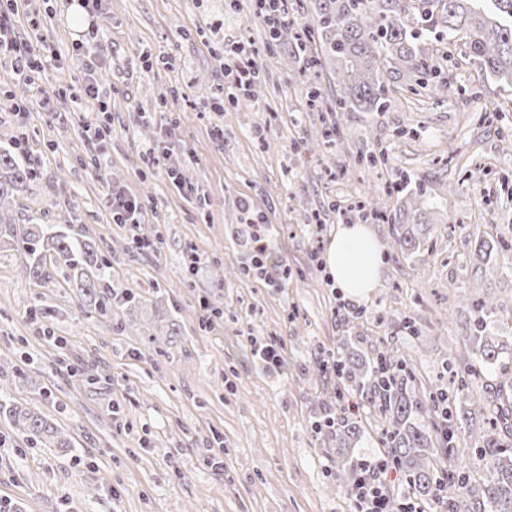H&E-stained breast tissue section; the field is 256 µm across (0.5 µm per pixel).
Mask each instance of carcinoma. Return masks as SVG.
I'll return each mask as SVG.
<instances>
[{
	"label": "carcinoma",
	"instance_id": "1",
	"mask_svg": "<svg viewBox=\"0 0 512 512\" xmlns=\"http://www.w3.org/2000/svg\"><path fill=\"white\" fill-rule=\"evenodd\" d=\"M320 52L298 46L306 56L309 111H322L321 82L309 79L323 63L331 65L339 85V108L381 112L387 107L386 77L395 72L431 95H440L448 82L437 81V66L422 53L426 33L463 42L468 57L486 75L512 86V0H313ZM32 171L9 150H0V205L23 190ZM430 225L420 219L394 217V243L403 253L425 245ZM512 251L501 238L477 240L473 276L480 279L490 253ZM16 253L24 275L34 281L50 279L64 270L67 283L81 300L80 318L112 314L118 306L136 307L140 296L112 282L110 264L99 244L89 236L71 235L54 224H14L0 217V250ZM478 313V334L469 337L476 362L449 358L445 371L453 386L424 390L400 353L389 350L362 353L356 345L325 352L319 371L330 372L368 405L387 416L383 438L386 456L397 466L421 500L439 496L448 512H512V375L504 361L507 344L487 330V320L501 315L512 319V307L490 299L472 301ZM499 368L506 379L495 392L473 384L488 368ZM0 412L29 440L47 448H69L71 440L38 407H25L0 391ZM320 432L336 442L341 458L337 488L349 491L358 477L354 447L357 422L326 410ZM474 443L473 460L459 461V437ZM442 454L448 469L438 471L433 457Z\"/></svg>",
	"mask_w": 512,
	"mask_h": 512
}]
</instances>
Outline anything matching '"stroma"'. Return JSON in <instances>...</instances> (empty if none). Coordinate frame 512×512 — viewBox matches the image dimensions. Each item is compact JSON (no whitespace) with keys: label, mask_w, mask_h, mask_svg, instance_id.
Masks as SVG:
<instances>
[{"label":"stroma","mask_w":512,"mask_h":512,"mask_svg":"<svg viewBox=\"0 0 512 512\" xmlns=\"http://www.w3.org/2000/svg\"><path fill=\"white\" fill-rule=\"evenodd\" d=\"M292 29L278 45L252 0H102L87 55L72 0H17V36L51 54L41 85L0 55V147L33 176L1 211L16 224L89 231L111 248L113 281L142 303L111 317L78 320L64 272L24 278L0 253V385L40 406L72 441L67 450L31 444L0 416V501L21 512H352L336 489L341 460L316 437L323 405L354 407L357 456H379L388 422L317 369L319 350L349 339L364 351L411 354L416 377L434 385L475 327L471 298L512 300V251H498L474 285L476 238L512 237V91L484 78L461 44L424 37L449 89L428 97L387 79L383 112H338L326 86V117L305 109L297 37L313 27L310 0H288ZM245 43L263 74L254 96L229 102L224 51ZM94 69L99 93H85ZM336 124L332 140L323 121ZM109 129L96 149L86 127ZM176 169L173 183L168 169ZM140 199V224H117L102 176ZM434 202L424 251L406 256L393 226L371 221L384 257L363 315L336 317L338 292L312 254L311 223L324 241L341 210L361 196L398 212L404 185ZM271 224L281 287L250 271L240 204ZM159 237L156 250L133 235ZM201 258L187 277L188 252ZM222 311L200 319L199 297ZM53 309L50 320L35 308ZM181 336L151 338L156 311ZM412 318V329L401 328ZM423 343H416V335ZM281 342L288 366L252 364L251 339ZM24 382H16L17 372ZM95 376L73 387V373Z\"/></svg>","instance_id":"1"}]
</instances>
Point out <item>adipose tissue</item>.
<instances>
[{"instance_id": "obj_1", "label": "adipose tissue", "mask_w": 512, "mask_h": 512, "mask_svg": "<svg viewBox=\"0 0 512 512\" xmlns=\"http://www.w3.org/2000/svg\"><path fill=\"white\" fill-rule=\"evenodd\" d=\"M324 260L337 288L356 299L368 296L380 278L381 248L365 224L338 225Z\"/></svg>"}]
</instances>
